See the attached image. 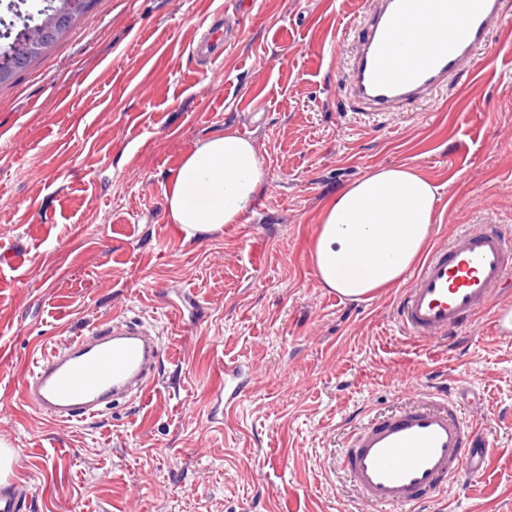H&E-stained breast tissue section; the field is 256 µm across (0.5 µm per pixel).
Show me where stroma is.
Instances as JSON below:
<instances>
[{
	"mask_svg": "<svg viewBox=\"0 0 512 512\" xmlns=\"http://www.w3.org/2000/svg\"><path fill=\"white\" fill-rule=\"evenodd\" d=\"M360 9L253 0L205 75L190 47L235 0H94L0 86V444L26 512H382L340 468L346 435L431 386L474 392L466 419L495 449L426 512H512V337L493 311L419 344L395 322L400 288L346 298L311 259L325 205L385 167L436 187L429 247L512 222V54L492 33L430 102L365 123L335 64ZM227 129L251 141L264 182L248 220L185 240L165 187ZM112 315L160 337L147 396L78 424L20 402L34 358ZM234 362L257 378L228 418L216 395Z\"/></svg>",
	"mask_w": 512,
	"mask_h": 512,
	"instance_id": "35a3bbf8",
	"label": "stroma"
}]
</instances>
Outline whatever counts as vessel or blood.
I'll list each match as a JSON object with an SVG mask.
<instances>
[{
    "label": "vessel or blood",
    "instance_id": "obj_1",
    "mask_svg": "<svg viewBox=\"0 0 512 512\" xmlns=\"http://www.w3.org/2000/svg\"><path fill=\"white\" fill-rule=\"evenodd\" d=\"M447 10V0H363L355 51L343 64L353 111L385 116L428 102L469 67L501 19V0H467L465 23L438 49L421 20ZM236 38L228 19H214L191 54L213 65ZM511 278L512 234L499 220L462 228L430 252L403 288L398 327L420 340H447L489 310ZM161 357L150 328L116 315L36 359L20 399L56 421L84 422L117 397L146 395ZM249 385L243 366L225 365V408ZM491 445L487 432L464 420L454 392L435 390L426 406L354 428L341 465L364 502L403 512L444 499L464 476L479 473Z\"/></svg>",
    "mask_w": 512,
    "mask_h": 512
}]
</instances>
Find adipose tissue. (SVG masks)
<instances>
[{
  "mask_svg": "<svg viewBox=\"0 0 512 512\" xmlns=\"http://www.w3.org/2000/svg\"><path fill=\"white\" fill-rule=\"evenodd\" d=\"M264 178L251 142L227 131L188 153L164 191L185 239L238 223ZM436 188L406 167L377 170L343 188L323 211L312 260L320 283L359 298L403 281L426 247Z\"/></svg>",
  "mask_w": 512,
  "mask_h": 512,
  "instance_id": "ef3b65f1",
  "label": "adipose tissue"
}]
</instances>
